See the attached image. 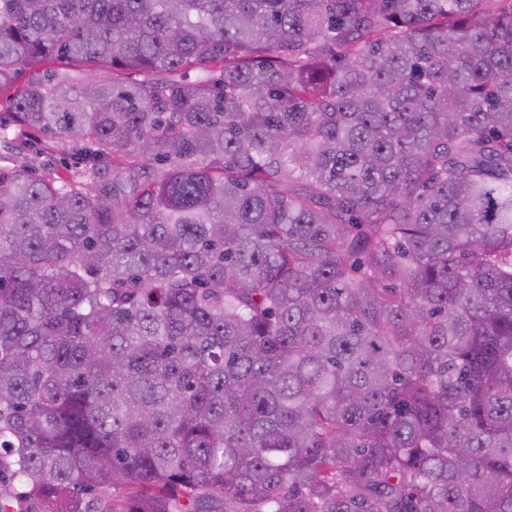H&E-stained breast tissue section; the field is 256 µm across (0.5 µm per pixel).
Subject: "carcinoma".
<instances>
[{"mask_svg": "<svg viewBox=\"0 0 512 512\" xmlns=\"http://www.w3.org/2000/svg\"><path fill=\"white\" fill-rule=\"evenodd\" d=\"M4 93L35 512H512V0H0ZM17 140L22 142L26 151L20 155H8L7 158L4 156L3 143L4 140ZM0 165H11L14 161H24L30 158L35 149L40 148L43 145L58 144L61 146L60 141L49 133H43L39 131H28L21 129L18 126L7 125L0 128Z\"/></svg>", "mask_w": 512, "mask_h": 512, "instance_id": "1", "label": "carcinoma"}]
</instances>
